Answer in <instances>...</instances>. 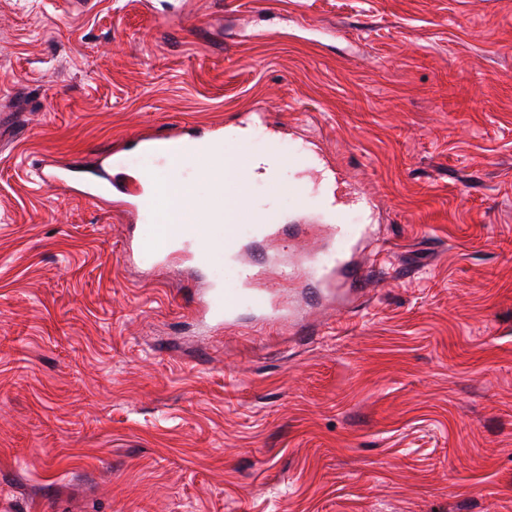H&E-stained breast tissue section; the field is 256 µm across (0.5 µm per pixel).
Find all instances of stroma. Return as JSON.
I'll use <instances>...</instances> for the list:
<instances>
[{
  "mask_svg": "<svg viewBox=\"0 0 512 512\" xmlns=\"http://www.w3.org/2000/svg\"><path fill=\"white\" fill-rule=\"evenodd\" d=\"M247 112L375 198L359 296L268 277L300 328L208 329L223 225L149 272L171 206L82 194ZM0 512H512V0H0ZM73 172L75 171L70 166L59 165L54 161L45 160L40 168L38 177L44 184L66 187Z\"/></svg>",
  "mask_w": 512,
  "mask_h": 512,
  "instance_id": "stroma-1",
  "label": "stroma"
}]
</instances>
